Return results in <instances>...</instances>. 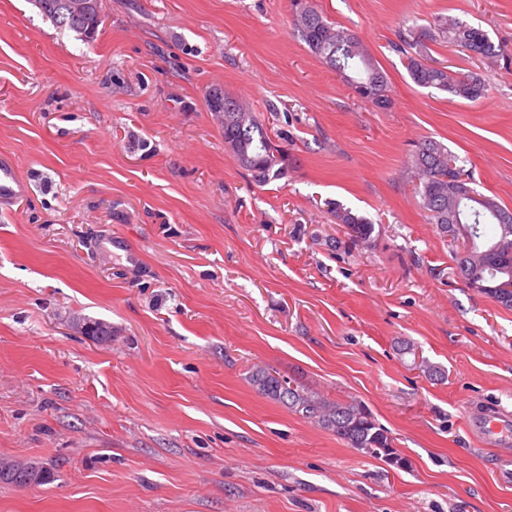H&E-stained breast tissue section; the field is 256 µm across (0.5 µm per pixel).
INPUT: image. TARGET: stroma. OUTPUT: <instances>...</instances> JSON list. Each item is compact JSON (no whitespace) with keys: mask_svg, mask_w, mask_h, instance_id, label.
<instances>
[{"mask_svg":"<svg viewBox=\"0 0 512 512\" xmlns=\"http://www.w3.org/2000/svg\"><path fill=\"white\" fill-rule=\"evenodd\" d=\"M315 2L387 74L389 109L295 37L291 0H101L90 42L0 0V458L52 474L1 485L0 512H512V436L480 429L512 418V311L454 276L405 174L432 138L512 209V0ZM438 15L501 46L489 70L428 45L487 73L485 98L408 76L398 34ZM225 94L284 138L285 178L225 149ZM256 367L361 401L407 467L261 395ZM330 213L335 223L344 224L348 235L358 243L369 244L375 241V225L372 221L340 202L330 203Z\"/></svg>","mask_w":512,"mask_h":512,"instance_id":"stroma-1","label":"stroma"}]
</instances>
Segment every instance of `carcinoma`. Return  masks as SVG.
<instances>
[{
  "instance_id": "cac0c4a2",
  "label": "carcinoma",
  "mask_w": 512,
  "mask_h": 512,
  "mask_svg": "<svg viewBox=\"0 0 512 512\" xmlns=\"http://www.w3.org/2000/svg\"><path fill=\"white\" fill-rule=\"evenodd\" d=\"M35 4L57 27L83 39L93 38L102 23L100 11L75 15L69 9L68 0H35ZM293 7L294 32L309 51L350 89H368L369 95L364 100L373 108H389L392 99L388 77L363 41L349 29L330 22L311 0H293ZM436 39L467 47L473 56L491 65L502 57L501 46L481 27L459 17L440 15L419 33L400 35V43L395 45L411 80L419 87L437 89L470 102L485 97L488 80L484 76L430 64L424 41ZM224 145L258 184L278 180L286 174L288 154L256 113L229 95L224 96ZM407 171L420 208L440 233H448L451 220H460L466 228L464 233L457 229L452 234L453 240L462 241L465 252L454 258L456 277L468 288L480 284L477 292L511 310L512 252L503 251L499 243L512 242V210L472 187V171L466 169L465 160L435 140L424 139L415 145ZM450 175L460 180V184L448 183ZM330 213L335 223L346 227L354 241L362 244L374 241L375 224L368 217L338 201L331 204ZM84 332L99 341L111 338V327L103 321L84 323ZM249 380L259 393L332 432L348 447L370 457H383L400 467L407 466L394 447V439L360 401L330 399L263 367L255 368Z\"/></svg>"
}]
</instances>
